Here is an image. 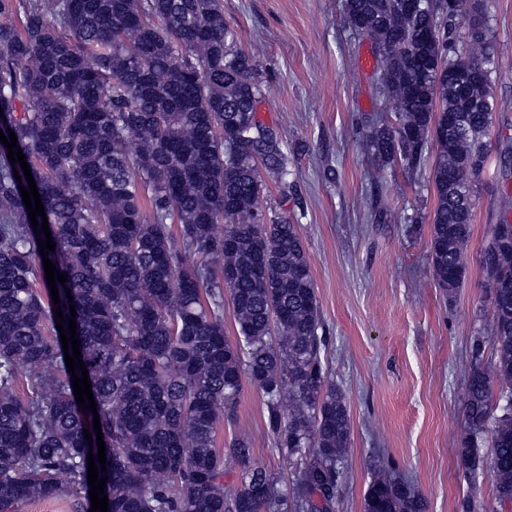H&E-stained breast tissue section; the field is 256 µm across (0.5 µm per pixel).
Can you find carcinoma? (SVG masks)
I'll return each instance as SVG.
<instances>
[{"instance_id":"1","label":"carcinoma","mask_w":512,"mask_h":512,"mask_svg":"<svg viewBox=\"0 0 512 512\" xmlns=\"http://www.w3.org/2000/svg\"><path fill=\"white\" fill-rule=\"evenodd\" d=\"M343 10L371 41L395 105L373 124L368 153L409 173L431 165L428 259L451 302L466 282L477 181L491 156L492 75L512 47L486 21L457 43L465 21L448 0L415 12L402 0H344ZM262 96L258 64L236 49L221 0H0V129L14 131L26 157L55 243L48 258L67 279L55 306L37 245L45 234L18 188L28 182L0 143V512L89 494L93 413L76 404L55 327V309L66 326L71 304L105 443L108 512H334L350 412L327 381L298 225L267 221L259 207L260 169L288 176V155L257 112ZM450 112L466 122L460 139L448 134ZM481 263L497 284L494 375L475 343L457 461L466 478L491 470L507 512L511 214L493 225ZM245 378L296 468L289 494L254 463L248 434L218 444ZM228 456L242 467L232 496ZM364 512H425V502L379 469Z\"/></svg>"}]
</instances>
